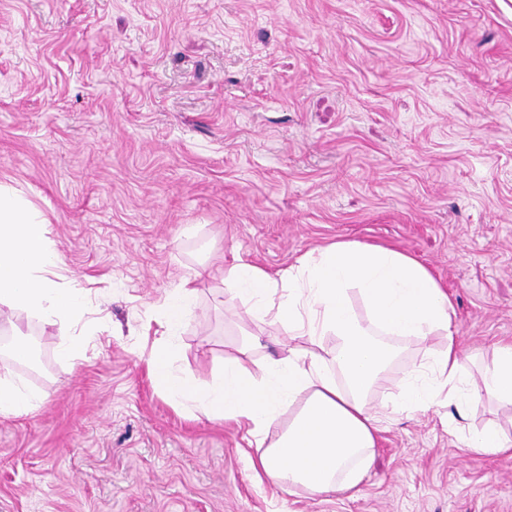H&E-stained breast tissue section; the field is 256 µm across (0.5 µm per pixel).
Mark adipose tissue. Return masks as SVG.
I'll return each mask as SVG.
<instances>
[{
	"label": "adipose tissue",
	"mask_w": 512,
	"mask_h": 512,
	"mask_svg": "<svg viewBox=\"0 0 512 512\" xmlns=\"http://www.w3.org/2000/svg\"><path fill=\"white\" fill-rule=\"evenodd\" d=\"M47 218L11 187L0 183V305L34 313L50 325L65 324L84 307L85 291L61 288L53 279L61 264L46 236ZM238 295L248 297L251 316L286 326L303 339L286 357L253 372L249 346L224 359V379L202 388L173 373L167 347L151 354L155 384L174 401L210 419L247 425L260 452L251 462L256 476L281 489L303 487L321 497L353 491L369 469L384 422L404 411H427L444 401L466 409L467 359L451 328L447 293L420 262L377 245L336 241L317 256L279 275L238 261L227 272ZM358 292L370 311L361 323L351 307ZM422 341L445 336L446 345L428 370L417 372L383 410L371 409L365 394L383 381L392 356L374 330ZM336 338L322 353L323 336ZM486 398L512 405V344L493 350L482 380ZM297 412L275 441L268 430L278 411Z\"/></svg>",
	"instance_id": "adipose-tissue-1"
}]
</instances>
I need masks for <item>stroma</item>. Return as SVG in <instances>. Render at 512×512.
Returning a JSON list of instances; mask_svg holds the SVG:
<instances>
[{
  "label": "stroma",
  "instance_id": "1",
  "mask_svg": "<svg viewBox=\"0 0 512 512\" xmlns=\"http://www.w3.org/2000/svg\"><path fill=\"white\" fill-rule=\"evenodd\" d=\"M0 182L48 219L58 283L84 288L80 358L5 311L44 395L0 416V512H512V454L478 455L455 408L380 433L354 497L255 480L245 431L177 405L149 359L213 385L252 319L226 271L277 273L339 240L409 255L452 305L472 385L512 342V0H0ZM196 297L167 333L182 278ZM393 345L371 408L440 348Z\"/></svg>",
  "mask_w": 512,
  "mask_h": 512
}]
</instances>
